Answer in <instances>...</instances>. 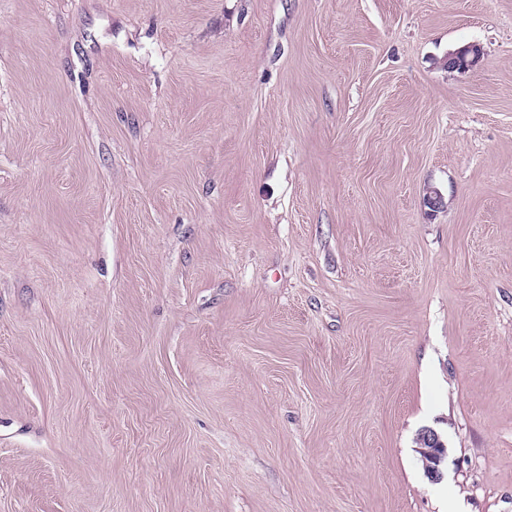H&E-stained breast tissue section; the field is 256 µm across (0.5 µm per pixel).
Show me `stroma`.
<instances>
[{"instance_id": "obj_1", "label": "stroma", "mask_w": 512, "mask_h": 512, "mask_svg": "<svg viewBox=\"0 0 512 512\" xmlns=\"http://www.w3.org/2000/svg\"><path fill=\"white\" fill-rule=\"evenodd\" d=\"M0 512H512V0H0ZM417 445V452L421 454L423 467L425 463L428 477L432 481H438L441 478L440 467L446 452L443 441L434 430L423 429L418 435Z\"/></svg>"}]
</instances>
